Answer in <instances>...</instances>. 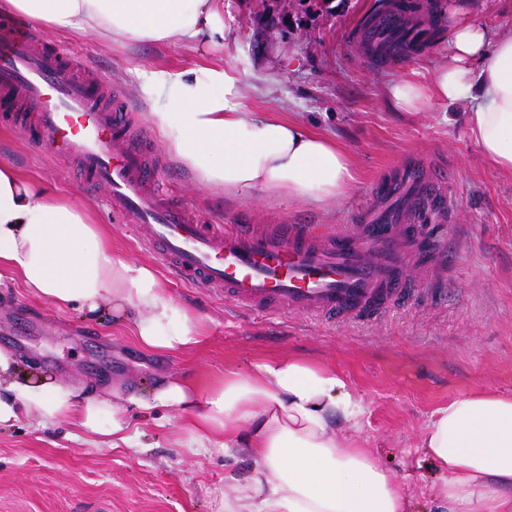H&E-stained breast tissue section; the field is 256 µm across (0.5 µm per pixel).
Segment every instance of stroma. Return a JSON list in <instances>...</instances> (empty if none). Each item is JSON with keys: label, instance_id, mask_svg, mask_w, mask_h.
<instances>
[{"label": "stroma", "instance_id": "35a3bbf8", "mask_svg": "<svg viewBox=\"0 0 512 512\" xmlns=\"http://www.w3.org/2000/svg\"><path fill=\"white\" fill-rule=\"evenodd\" d=\"M369 0H326L304 13L299 0H224V59L246 73L247 111L277 107L335 141L352 181L332 203L290 205L260 192L224 197L196 183L146 120L138 68L192 62L177 45L127 49L93 34L49 33L84 65L125 92L134 123L164 166L160 194L180 199L206 224H310L333 233L373 205L380 180L423 168L442 183L443 219L421 225L422 247L408 274L416 289L362 322L299 313H262L223 292L182 282L111 211L106 188L83 189L70 168L44 157L28 132L0 125V160L40 177L86 208L112 246L153 265L177 303L202 316L207 341L188 353H147L127 330L82 319L0 275V348L21 366L94 392L119 389L134 448L96 444L74 423L40 424L26 412L0 423V512H224L249 489L254 463L242 451L194 452L177 437L189 425L174 408L130 403L164 378L209 381L266 358H304L336 367L363 398L356 438L372 461L403 485L410 512H432L442 476L420 448L430 415L475 389L512 393V174L494 167L446 107L402 112L395 81H432L448 58L449 32L407 62L365 67L348 51L349 30ZM457 16L488 30L512 29V0H461Z\"/></svg>", "mask_w": 512, "mask_h": 512}]
</instances>
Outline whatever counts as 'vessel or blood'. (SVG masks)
<instances>
[{
	"mask_svg": "<svg viewBox=\"0 0 512 512\" xmlns=\"http://www.w3.org/2000/svg\"><path fill=\"white\" fill-rule=\"evenodd\" d=\"M380 10L386 28L406 22L433 40L432 26L404 0H382ZM129 110L105 75L64 60L36 29L22 22L0 27V121L29 114L41 151L75 167L83 185L106 187L113 211L184 281L252 309L353 321L381 314L412 289L405 264L418 250L416 236L401 245L379 227L421 223L437 189L425 172L403 171L382 182L377 203L332 239L305 224L268 232L200 224L183 203L156 189L160 159L141 143Z\"/></svg>",
	"mask_w": 512,
	"mask_h": 512,
	"instance_id": "1",
	"label": "vessel or blood"
}]
</instances>
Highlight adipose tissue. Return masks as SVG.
I'll return each mask as SVG.
<instances>
[{"label":"adipose tissue","instance_id":"obj_1","mask_svg":"<svg viewBox=\"0 0 512 512\" xmlns=\"http://www.w3.org/2000/svg\"><path fill=\"white\" fill-rule=\"evenodd\" d=\"M6 10L58 33L96 34L134 47L178 44L204 54L224 47V0H0ZM143 97L165 92L149 123L197 182L214 192L274 195L288 204L346 195L350 162L336 142L274 112L246 111L241 77L224 61L139 71ZM405 112L435 101L461 118L482 154L512 173V29L457 23L449 60L430 87L394 83ZM59 309L106 315L129 326L148 353L203 343L198 316L167 297L151 265L114 250L80 205L0 162V271ZM191 416L187 448H244L255 463L259 498L242 494L225 512H407L403 487L345 433L363 403L335 369L271 358L204 384L158 382L137 397ZM46 423L59 418L129 444L119 398L97 397L47 380L0 351V423L18 407ZM425 457L445 475L435 496L448 512H512V394L472 392L431 415Z\"/></svg>","mask_w":512,"mask_h":512}]
</instances>
